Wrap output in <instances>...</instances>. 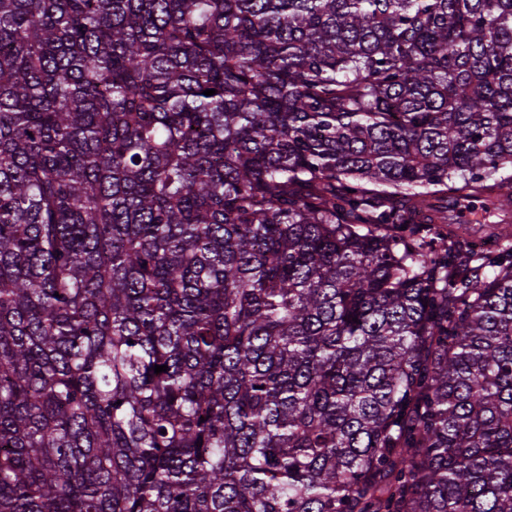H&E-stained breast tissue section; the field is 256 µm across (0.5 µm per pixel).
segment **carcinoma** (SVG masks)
I'll return each instance as SVG.
<instances>
[{
    "label": "carcinoma",
    "instance_id": "1",
    "mask_svg": "<svg viewBox=\"0 0 512 512\" xmlns=\"http://www.w3.org/2000/svg\"><path fill=\"white\" fill-rule=\"evenodd\" d=\"M0 512H512V0H0Z\"/></svg>",
    "mask_w": 512,
    "mask_h": 512
}]
</instances>
